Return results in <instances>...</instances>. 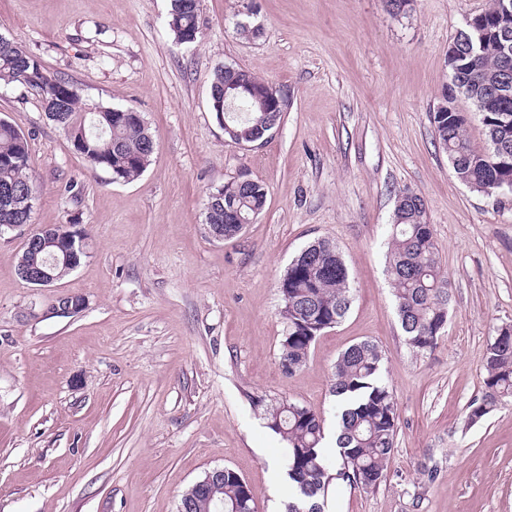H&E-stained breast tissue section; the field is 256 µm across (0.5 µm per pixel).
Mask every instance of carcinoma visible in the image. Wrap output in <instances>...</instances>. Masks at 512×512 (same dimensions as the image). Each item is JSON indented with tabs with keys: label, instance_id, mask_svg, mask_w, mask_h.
<instances>
[{
	"label": "carcinoma",
	"instance_id": "1",
	"mask_svg": "<svg viewBox=\"0 0 512 512\" xmlns=\"http://www.w3.org/2000/svg\"><path fill=\"white\" fill-rule=\"evenodd\" d=\"M200 8L201 0H170L168 26L177 43L197 42ZM476 19L479 31L466 27L453 39L457 57L448 61L452 85L443 91L430 122L457 179L498 197L512 194V96L497 95L503 56L512 45V36L502 35L512 20V0H489ZM0 81L37 89L47 118L69 135L77 152L93 167L110 172L113 180H135L149 165L154 142L140 113L84 103L74 84L51 74L36 56L2 35ZM268 90L267 82L240 67L222 65L215 70L210 100L224 102V134L231 141H250L266 122ZM460 98L482 109V151L471 145L466 133L467 113L448 111ZM30 167L27 137L0 119V229L30 223ZM266 196L255 179L242 186L229 183L208 194L206 224L232 238L241 225L228 219V212L250 222L265 208ZM55 253L53 247L38 248L25 254L24 261L44 268ZM387 272L407 345L419 355L434 351L446 332L452 293L441 273L424 198L408 191L395 198ZM278 288L285 324L279 365L292 375L305 366L318 336L350 310L348 268L336 245L321 238L291 261ZM384 360L383 350L369 340L351 344L336 358L331 384L337 407L334 455L325 452L324 421L314 410L286 399L262 405L266 427L287 444L284 463L293 498L285 512H323L318 499L333 478L351 490L374 489L384 481L397 431L393 394L383 379ZM484 370L482 395L469 405L471 425L512 400L511 322L497 328ZM254 507L244 480L226 467L220 491L213 497L196 492L192 512H252Z\"/></svg>",
	"mask_w": 512,
	"mask_h": 512
}]
</instances>
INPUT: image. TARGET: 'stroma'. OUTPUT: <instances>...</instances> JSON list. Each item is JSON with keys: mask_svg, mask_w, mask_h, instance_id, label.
Here are the masks:
<instances>
[{"mask_svg": "<svg viewBox=\"0 0 512 512\" xmlns=\"http://www.w3.org/2000/svg\"><path fill=\"white\" fill-rule=\"evenodd\" d=\"M487 3L415 0L395 17L384 0H203L201 39L185 46L169 0H0L1 34L86 103L140 112L154 140L142 176L113 181L46 118L38 90L0 83V119L26 135L36 189L31 225L0 232V512H177L217 467L244 479L259 512H284L281 443L256 402L310 407L333 438V366L361 340L386 355L395 448L379 487L330 484L324 512H512V404L466 423L489 341L512 322V196L460 183L429 119L448 46ZM224 64L286 98L262 144L228 140L211 109ZM243 169L266 206L215 239L205 196ZM402 190L424 197L452 289L425 356L404 340L387 275ZM74 221L79 266L49 288L21 280L31 229ZM319 238L341 251L353 300L288 376L277 284ZM62 294L83 311L49 315Z\"/></svg>", "mask_w": 512, "mask_h": 512, "instance_id": "1", "label": "stroma"}]
</instances>
